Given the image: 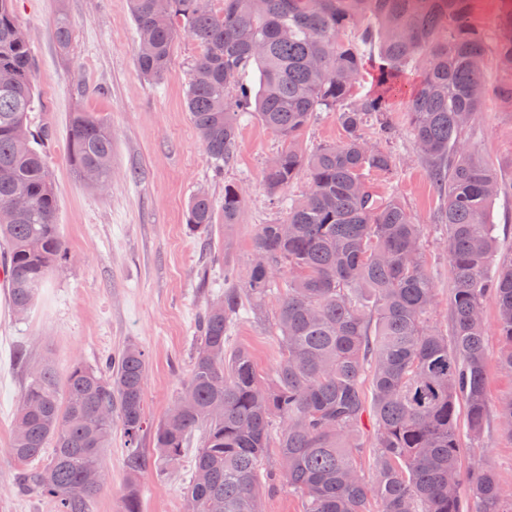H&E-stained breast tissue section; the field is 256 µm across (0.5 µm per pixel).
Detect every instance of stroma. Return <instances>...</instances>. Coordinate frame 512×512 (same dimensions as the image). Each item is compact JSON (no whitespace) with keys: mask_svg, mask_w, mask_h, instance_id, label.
<instances>
[{"mask_svg":"<svg viewBox=\"0 0 512 512\" xmlns=\"http://www.w3.org/2000/svg\"><path fill=\"white\" fill-rule=\"evenodd\" d=\"M15 15L34 57L39 98L30 122L48 129L44 143L58 199L57 222L70 259L48 276L32 309L14 312L9 291L0 283V512H51L49 503L17 493L8 457L14 414L27 383L28 368L53 360L59 372L76 361L103 363L129 343L148 361L144 404L150 423L162 420L186 382L195 350L196 323L209 301L224 288H245L260 225L279 219L280 211L262 185L266 161L281 148L279 139L258 118L242 120L234 156L215 174L185 107V93L199 44L180 37L162 80L141 76L135 59V27L130 0H15ZM71 27L68 49L55 34L57 13ZM417 73H407L403 91L388 101L392 138L382 141L380 124L368 122L365 138L391 152L392 174L373 177L375 189L400 199L421 224L429 272L437 296L434 318L447 326L451 268L446 229L439 222L443 205L421 161L406 120L408 91ZM92 113L112 130V176L105 189L81 181L68 152L69 115ZM476 153L496 172L507 191L491 205L496 226L495 264L512 262V103L485 99L469 132ZM244 192L239 224L226 234L222 253L206 250L186 219L192 196L206 191L224 197L225 183ZM236 276L228 280L225 268ZM277 296L262 309L231 324L227 348H248L262 382H269L280 359L274 328ZM487 325L488 398L492 414L480 444L464 442L462 472L493 470L512 489V435L496 413L512 396V378L497 363V305L483 302ZM146 465L140 475L141 512H186L184 484L190 461L174 469L158 464L143 440ZM126 447L120 430L104 457L109 490L94 497L91 512H121L126 480Z\"/></svg>","mask_w":512,"mask_h":512,"instance_id":"stroma-1","label":"stroma"}]
</instances>
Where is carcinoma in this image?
Here are the masks:
<instances>
[{
    "instance_id": "1",
    "label": "carcinoma",
    "mask_w": 512,
    "mask_h": 512,
    "mask_svg": "<svg viewBox=\"0 0 512 512\" xmlns=\"http://www.w3.org/2000/svg\"><path fill=\"white\" fill-rule=\"evenodd\" d=\"M131 0L136 63L163 79L176 39L202 52L185 104L212 166L234 155L242 113H257L282 143L263 169L266 192L281 220L259 227L246 290L226 288L206 306L186 383L165 418L149 425L144 408L145 352L126 345L99 366L75 362L64 375L44 360L29 372L8 454L19 492L52 512H91L107 486L87 481L102 469L120 425L127 454L122 512H141L139 476L145 430L161 464H179L196 443L185 486L187 512H263V498L284 486L303 512H512L490 469L463 488L457 404L467 434L480 440L487 419L486 296L498 306L500 367L512 373V264L496 273L491 204L502 191L494 170L473 150L466 130L488 92L512 101V82L490 89L482 78L489 48L469 0ZM62 48L68 19L55 20ZM376 51L375 89L357 83ZM498 64L512 70V38L500 37ZM259 88L229 91L250 66ZM422 67L407 114L430 178L444 198L439 223L453 276L449 331L432 321L436 295L422 249V225L368 180L393 172L392 155L369 144L362 128ZM0 254L14 311L27 313L48 274L67 259L56 224L57 196L41 149L48 132L31 129L36 102L33 58L13 0H0ZM333 111L345 140L314 152L300 138L317 113ZM68 151L76 173L100 187L112 174V134L89 112L70 117ZM298 199L283 192L301 175ZM238 185L224 201L205 192L188 207L190 230L221 252L213 238L239 223ZM280 294L274 315L281 356L273 379H259L249 350L224 348L231 321ZM373 392L367 406L365 386ZM375 434V469L358 467L365 417ZM41 466L29 467L36 459Z\"/></svg>"
}]
</instances>
